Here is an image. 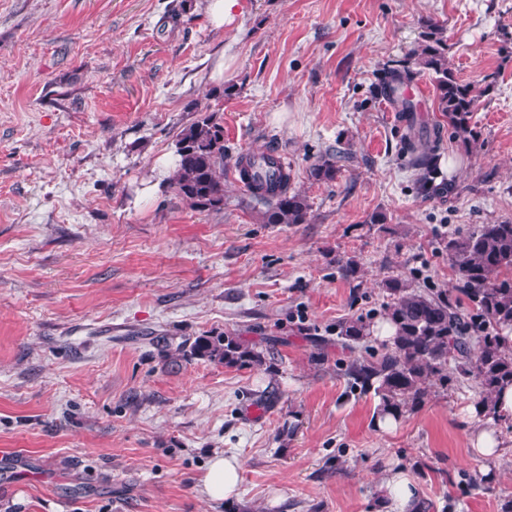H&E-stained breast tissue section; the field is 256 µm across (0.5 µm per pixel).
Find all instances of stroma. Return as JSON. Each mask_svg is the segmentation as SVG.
<instances>
[{
	"label": "stroma",
	"instance_id": "1",
	"mask_svg": "<svg viewBox=\"0 0 512 512\" xmlns=\"http://www.w3.org/2000/svg\"><path fill=\"white\" fill-rule=\"evenodd\" d=\"M214 30L202 0H0V512H386L377 479L407 472L425 512H501L512 418L494 459L468 445L478 393L432 387L393 430L345 374L346 319L375 323L385 279L443 292L462 317L444 245L512 222V0H242ZM458 78L480 87L463 146L414 84L453 198L420 196L417 129L381 92L428 23ZM224 79L212 81L216 66ZM224 126L227 168L288 159L304 224H262L232 182L199 211L168 182L139 198L201 111ZM334 181L309 179L326 152ZM379 213L383 223H369ZM360 273L345 278L341 261ZM233 333L272 370L189 356ZM237 456V496L200 479Z\"/></svg>",
	"mask_w": 512,
	"mask_h": 512
}]
</instances>
